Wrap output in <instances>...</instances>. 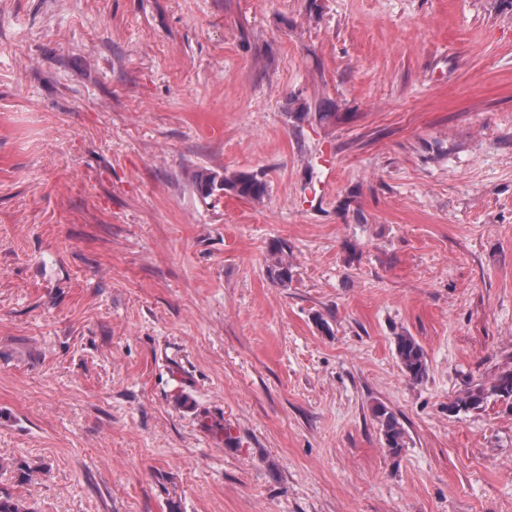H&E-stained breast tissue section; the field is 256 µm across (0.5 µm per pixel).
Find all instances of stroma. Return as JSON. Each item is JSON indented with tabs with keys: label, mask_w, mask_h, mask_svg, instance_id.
Here are the masks:
<instances>
[{
	"label": "stroma",
	"mask_w": 512,
	"mask_h": 512,
	"mask_svg": "<svg viewBox=\"0 0 512 512\" xmlns=\"http://www.w3.org/2000/svg\"><path fill=\"white\" fill-rule=\"evenodd\" d=\"M511 356L512 0H0V493L512 512ZM195 182L200 192L206 196L213 194L216 190H224V186L227 185L239 197L249 200H261L267 192L266 182L258 178L257 175L242 174L234 177L233 180H229L224 175L221 176L219 172L205 168L196 172ZM396 355L409 379L420 382L427 372V360L419 343L408 334L396 336ZM495 396L512 406V362L506 361L498 371L490 387L477 384L448 403V413L457 414L461 411L478 409L484 401ZM379 425V431L388 451L397 455L405 447V431L396 415L383 405H377L372 410Z\"/></svg>",
	"instance_id": "obj_1"
}]
</instances>
